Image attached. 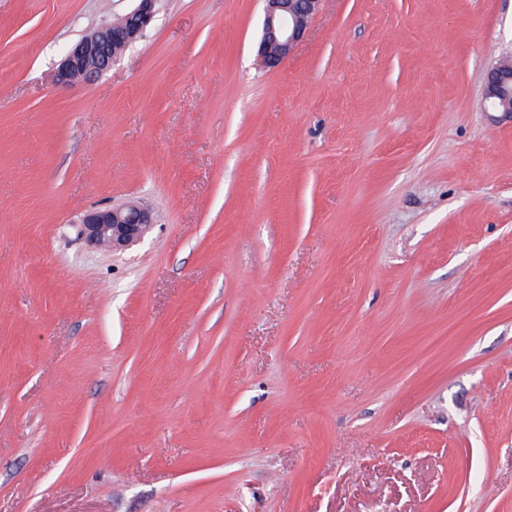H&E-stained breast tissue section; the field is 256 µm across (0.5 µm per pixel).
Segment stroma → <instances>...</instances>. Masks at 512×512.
<instances>
[{
    "instance_id": "1",
    "label": "stroma",
    "mask_w": 512,
    "mask_h": 512,
    "mask_svg": "<svg viewBox=\"0 0 512 512\" xmlns=\"http://www.w3.org/2000/svg\"><path fill=\"white\" fill-rule=\"evenodd\" d=\"M0 0V512H512V0ZM135 200L125 250L78 221ZM135 5L121 15L119 23H108L82 36L66 52L60 63L57 79L70 82L106 71L112 66L117 53L112 54V44L119 42L126 47L135 42L152 22L157 0H129ZM265 2L258 56L275 67L304 37L321 0H263ZM508 100L501 108L500 102ZM484 108L488 112H502L503 116L512 118V66L500 64L489 68L485 75Z\"/></svg>"
}]
</instances>
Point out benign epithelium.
I'll use <instances>...</instances> for the list:
<instances>
[{"label": "benign epithelium", "mask_w": 512, "mask_h": 512, "mask_svg": "<svg viewBox=\"0 0 512 512\" xmlns=\"http://www.w3.org/2000/svg\"><path fill=\"white\" fill-rule=\"evenodd\" d=\"M135 5L121 15L119 23H108L82 36L66 52L57 79L70 82L106 71L116 55L112 44L126 47L135 42L152 22L157 0H134ZM264 20L258 56L274 67L304 37L320 0H264ZM484 108L512 118V66L500 64L485 75ZM152 223L151 213L135 201L103 210H90L79 219L82 238L96 247L114 250L138 242Z\"/></svg>", "instance_id": "7a95c632"}]
</instances>
